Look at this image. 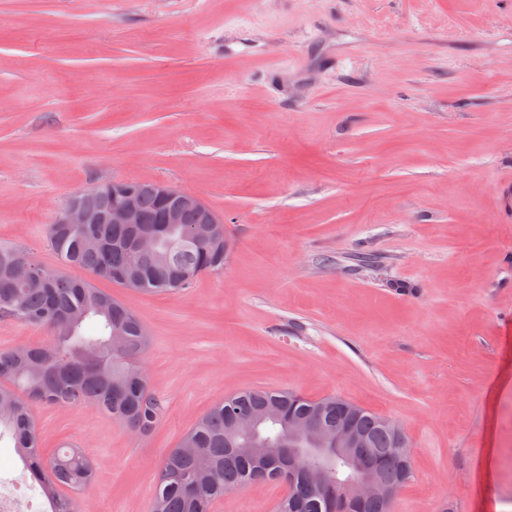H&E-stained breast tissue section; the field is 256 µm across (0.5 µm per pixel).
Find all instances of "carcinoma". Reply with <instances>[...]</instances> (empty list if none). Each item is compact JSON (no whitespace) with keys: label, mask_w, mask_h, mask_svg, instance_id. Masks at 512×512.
Returning a JSON list of instances; mask_svg holds the SVG:
<instances>
[{"label":"carcinoma","mask_w":512,"mask_h":512,"mask_svg":"<svg viewBox=\"0 0 512 512\" xmlns=\"http://www.w3.org/2000/svg\"><path fill=\"white\" fill-rule=\"evenodd\" d=\"M77 198L94 212L106 210L112 196L106 189L81 191ZM158 200L143 194L139 224H52L49 246L64 265L113 280L118 286L151 293L179 292L202 274L224 269V225L195 242L183 236L196 225H169L152 252L127 247L146 225L156 222ZM0 318L47 327L52 342L0 351V442L17 448L28 467L34 491L50 501L51 512H79L71 493L89 485L94 462L76 445L45 459L40 450L31 403L60 408L86 403L99 406L112 419L139 433L149 432L161 419L163 405L152 395L142 357L149 344L137 315L112 295L83 278L37 263H24L15 249L0 247ZM276 416L279 427L288 420L312 417L324 428L347 425L366 438L363 465L386 489L401 488L413 478L411 461L399 456L384 417L363 407L346 412L336 397L312 399L288 390L254 388L214 405L171 449L157 475L151 512H212L229 489L256 481H277L281 465L272 462L265 473L259 465L236 454L229 444L237 419L248 415ZM336 484L318 490L306 475L292 483L288 499L276 512H392V502L375 496L352 502L333 492Z\"/></svg>","instance_id":"cac0c4a2"}]
</instances>
